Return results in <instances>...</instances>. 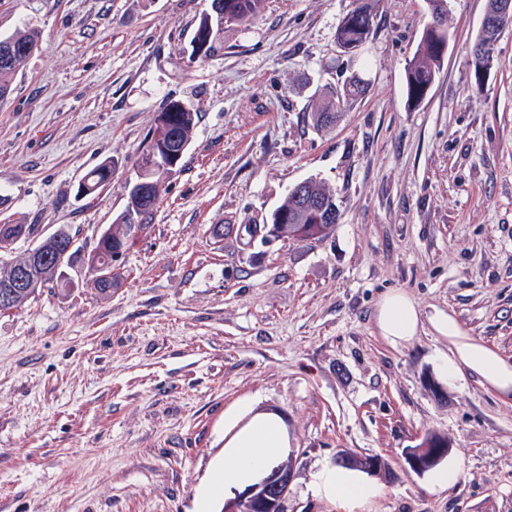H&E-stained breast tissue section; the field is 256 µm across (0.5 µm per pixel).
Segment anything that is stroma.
Here are the masks:
<instances>
[{
    "instance_id": "obj_1",
    "label": "stroma",
    "mask_w": 512,
    "mask_h": 512,
    "mask_svg": "<svg viewBox=\"0 0 512 512\" xmlns=\"http://www.w3.org/2000/svg\"><path fill=\"white\" fill-rule=\"evenodd\" d=\"M486 4L451 0L442 68L411 110L427 0H380L366 67L336 43L355 0H263L203 62L190 53L207 0H0L1 35H39L0 102V221L34 228L16 250L66 227L89 254L163 104L199 116L111 295L79 262L70 290L0 314V512H193L245 397L287 426L288 512H343L309 491L341 449L388 465L358 512H512V397L441 382L448 340L431 326L396 346L374 322L397 290L512 361V28L475 85ZM354 71L366 96L314 129L318 94ZM106 159L110 184L78 197ZM310 177L336 198L335 231L250 239ZM430 432L462 466L443 491L404 458Z\"/></svg>"
}]
</instances>
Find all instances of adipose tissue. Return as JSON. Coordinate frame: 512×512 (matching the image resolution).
<instances>
[{
  "label": "adipose tissue",
  "mask_w": 512,
  "mask_h": 512,
  "mask_svg": "<svg viewBox=\"0 0 512 512\" xmlns=\"http://www.w3.org/2000/svg\"><path fill=\"white\" fill-rule=\"evenodd\" d=\"M374 321L381 336L395 345L411 342L423 322H430L449 342L447 354L437 360L438 371L449 386L470 375L489 389L512 394V362L468 337L452 315L437 310L423 317L407 295L391 292L379 301ZM254 407L253 399L244 398L225 411L224 451L213 461L200 486L195 512H216L222 500L260 480L287 453L288 431L281 417L255 412ZM310 487L314 496L339 502L344 512H355L382 494L378 485L359 472L328 465L312 474Z\"/></svg>",
  "instance_id": "obj_1"
}]
</instances>
